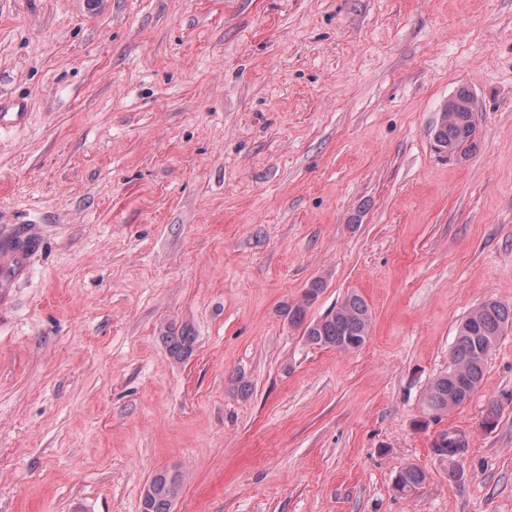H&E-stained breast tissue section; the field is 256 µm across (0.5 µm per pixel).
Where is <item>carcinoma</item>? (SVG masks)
I'll use <instances>...</instances> for the list:
<instances>
[{
	"mask_svg": "<svg viewBox=\"0 0 512 512\" xmlns=\"http://www.w3.org/2000/svg\"><path fill=\"white\" fill-rule=\"evenodd\" d=\"M448 102L457 110V118L434 126V146L465 157L475 135V127L467 119V108L473 98L468 90L461 89ZM322 288V280L312 281L301 303L285 305L283 315L290 323L304 327L303 336L311 346L341 351L358 349L365 343L371 327L369 307L360 295L349 294L323 317L305 322L306 307L319 296ZM509 328H512V306L496 300L483 302L460 320L451 350V365L425 391V414L438 419L470 400L482 382L487 357ZM163 339L169 353L177 359H186L193 352L195 337L185 329L175 332L170 328L164 331ZM463 447L465 439L456 431H443L433 443L436 454L450 461ZM425 479L421 468L408 465L399 471L396 486L400 492L411 494ZM181 486L180 472L156 473L144 490L142 512H172Z\"/></svg>",
	"mask_w": 512,
	"mask_h": 512,
	"instance_id": "cac0c4a2",
	"label": "carcinoma"
}]
</instances>
